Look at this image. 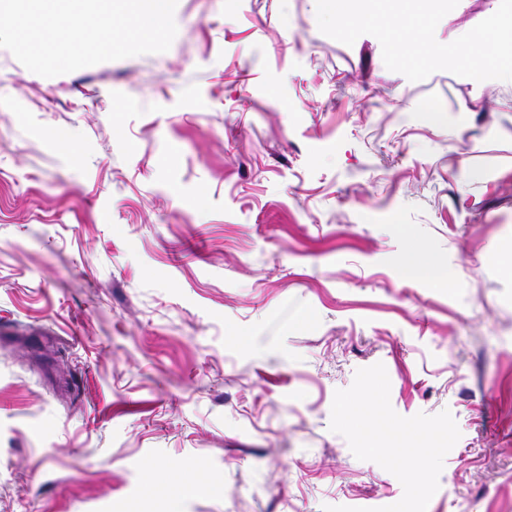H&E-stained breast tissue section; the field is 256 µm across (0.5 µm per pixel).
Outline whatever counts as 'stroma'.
I'll list each match as a JSON object with an SVG mask.
<instances>
[{
    "instance_id": "obj_1",
    "label": "stroma",
    "mask_w": 512,
    "mask_h": 512,
    "mask_svg": "<svg viewBox=\"0 0 512 512\" xmlns=\"http://www.w3.org/2000/svg\"><path fill=\"white\" fill-rule=\"evenodd\" d=\"M174 18L167 52L52 78L0 48V512L394 504L329 429L377 363L460 430L427 512H512V82L409 81L316 0ZM415 244L450 286L402 277Z\"/></svg>"
}]
</instances>
